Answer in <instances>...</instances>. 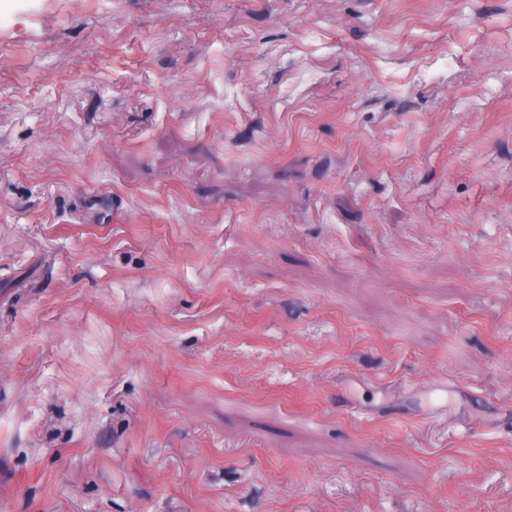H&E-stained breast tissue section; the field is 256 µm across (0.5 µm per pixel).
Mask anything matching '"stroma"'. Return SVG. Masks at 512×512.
<instances>
[{
    "mask_svg": "<svg viewBox=\"0 0 512 512\" xmlns=\"http://www.w3.org/2000/svg\"><path fill=\"white\" fill-rule=\"evenodd\" d=\"M0 512H512V0H0Z\"/></svg>",
    "mask_w": 512,
    "mask_h": 512,
    "instance_id": "obj_1",
    "label": "stroma"
}]
</instances>
